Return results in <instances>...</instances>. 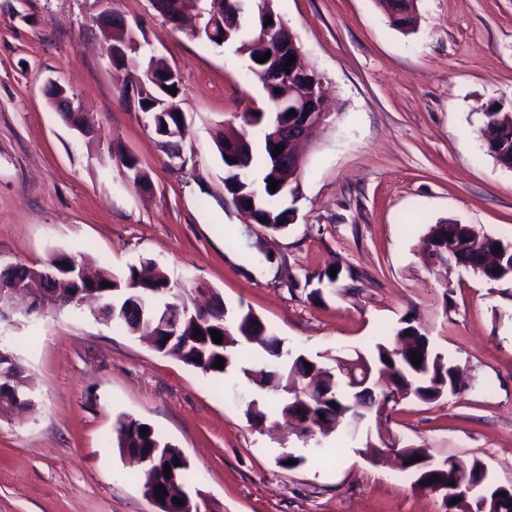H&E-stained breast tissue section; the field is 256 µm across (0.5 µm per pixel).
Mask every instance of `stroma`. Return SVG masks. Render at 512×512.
I'll return each instance as SVG.
<instances>
[{"mask_svg":"<svg viewBox=\"0 0 512 512\" xmlns=\"http://www.w3.org/2000/svg\"><path fill=\"white\" fill-rule=\"evenodd\" d=\"M110 7L181 79L180 154L122 95L129 75L103 57L98 0H0V264L38 266L58 251L120 275L151 259L188 296L205 285L309 356L365 350L412 317L466 386L432 404L401 401L366 427L438 461L481 460L512 484V286L419 251L442 220L512 241V169L477 134L483 107H512V0H416L410 30L377 0H273L330 112L304 149L295 220L278 234L228 204L213 140L266 106L246 57L173 30L152 0ZM53 81L92 135L63 121L46 94ZM127 153L148 186L126 176ZM337 265L351 275L320 283ZM0 349L24 366L32 399L0 413V512H158L116 446L121 417L181 450L211 512H443L439 495L369 461L360 441L335 434L319 448L284 427L256 429L247 406L277 420L273 393L159 353L88 307L2 321ZM286 452L303 464L279 467Z\"/></svg>","mask_w":512,"mask_h":512,"instance_id":"obj_1","label":"stroma"}]
</instances>
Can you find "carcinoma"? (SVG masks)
Wrapping results in <instances>:
<instances>
[{"instance_id":"carcinoma-1","label":"carcinoma","mask_w":512,"mask_h":512,"mask_svg":"<svg viewBox=\"0 0 512 512\" xmlns=\"http://www.w3.org/2000/svg\"><path fill=\"white\" fill-rule=\"evenodd\" d=\"M230 41L238 44L241 51L249 60V71H262L270 62L259 63L256 56L267 52H274L276 43L267 44L256 41V35L247 36L243 30H234ZM181 89V81L176 80L167 85H158L151 80L144 81L137 93L138 109L149 120L154 131L159 133L163 127L177 125L175 113L165 111L164 103L171 97H180L172 94L171 90ZM267 97L270 111L261 121H251L248 116H242L244 125L248 127H261L262 136L260 144L246 131L230 139L223 132L216 134L215 144L219 153L236 146L241 149L243 160L241 167L229 159L224 161V182L231 199L238 205L253 212L258 219L265 220V228L271 233H280L290 224V213L295 211L286 201L296 200L299 185L296 183L284 188L277 186L269 189V179L276 181L281 177L276 173L272 164V142L269 140L268 122L273 119L279 123L287 122L290 117L288 111L292 110V97L288 96V89L275 92L273 87H263ZM505 108L501 104L491 112L483 113L481 125L478 129L481 138L493 142L498 138L499 131L504 127L501 121ZM456 237L463 248L458 254L456 265H460L473 273L485 278L493 284H512V257L506 256L498 269L489 273L484 270L486 242L492 236L479 230L471 224H457ZM426 241L430 242L435 250L427 253L428 260L433 257H442L447 253L448 227L447 222H439L429 226ZM65 262L71 266H81L84 260L70 254H54L46 263L38 267L42 275L33 277L29 275V265L17 263L19 277L31 288L49 287L50 292L41 295V308H65L75 305L68 295V289L77 287L71 283L67 286L55 281L50 285L44 284V274L58 270L60 263ZM108 282L110 286L104 288L102 283ZM101 292V296L110 305L106 318L114 325L119 326L133 335L144 336L148 327H157V324L147 325L150 305L147 300L168 301L170 305L179 309L180 333L177 340L171 342L163 354L171 356L180 362L199 369L205 373L224 374L229 370L237 369L248 382L257 388L266 383L281 382L277 411L284 417L294 414L298 406L294 395L300 393L306 407L307 424L302 436L307 440L315 441L322 446V440L339 430L347 435L354 434L351 424L368 416L361 404L353 397L348 385L343 381L338 371V357L344 355L341 350L328 356L333 367L325 369L318 359L307 358L303 355L291 356L289 350L284 348V340L276 336L267 324L255 315L254 312L242 305L222 308L214 314H205L203 310L195 308L185 309L187 299L182 286L173 282L168 274L151 260L143 261L140 266L131 265L121 276L114 275L109 269L103 267L97 273V280L93 284ZM216 330L222 334V343H215L211 331ZM199 335H194V332ZM247 343L256 344L268 356L264 367L253 369L243 365L239 357V349ZM422 355L419 365H413L410 352ZM362 358L364 365L371 373V382L376 384L377 398L385 401L394 393L391 384L398 380H405L409 388L402 398H413L422 403H432L445 394L451 392L455 386L452 380L455 365L452 361L436 351L430 338L414 320L404 317L399 325L392 328L389 333L379 337L370 347L362 353L354 351ZM223 358V368L214 367L217 358ZM390 362H385L384 358ZM0 362L5 365L3 375L14 379V385L24 388L23 367L15 357L5 352L0 355ZM312 369H307L306 364ZM148 427L147 434H141V428ZM116 443L117 447L125 448L131 453L149 456L159 452L168 457L170 463L179 462L180 452L175 446L164 441L160 434L147 423L132 418H120L117 421ZM406 460L410 461L407 472L411 478L422 484L434 475L440 480L447 478L446 469L439 461H428L430 453L425 448L407 447L404 449ZM421 460H415V457ZM474 483L490 491V497L505 492L502 498L504 512H512V486L502 485L493 481L484 464L474 459L467 462Z\"/></svg>"}]
</instances>
